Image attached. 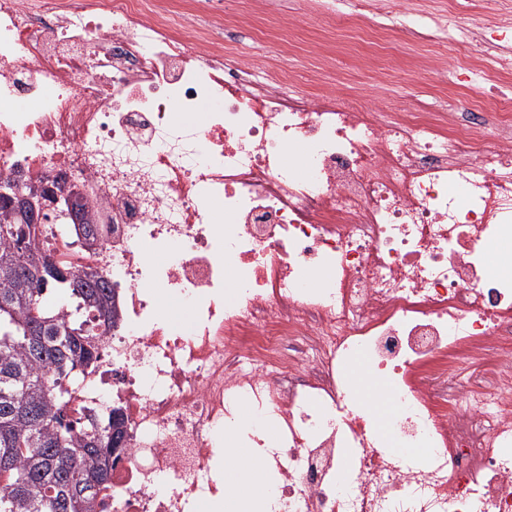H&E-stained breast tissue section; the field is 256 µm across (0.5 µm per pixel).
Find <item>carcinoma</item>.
I'll return each mask as SVG.
<instances>
[{"label": "carcinoma", "instance_id": "obj_1", "mask_svg": "<svg viewBox=\"0 0 512 512\" xmlns=\"http://www.w3.org/2000/svg\"><path fill=\"white\" fill-rule=\"evenodd\" d=\"M45 217L0 194V512H96L121 422L115 411L74 419L67 404L117 309L104 275L39 247Z\"/></svg>", "mask_w": 512, "mask_h": 512}]
</instances>
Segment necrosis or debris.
I'll use <instances>...</instances> for the list:
<instances>
[{"label":"necrosis or debris","instance_id":"1","mask_svg":"<svg viewBox=\"0 0 512 512\" xmlns=\"http://www.w3.org/2000/svg\"><path fill=\"white\" fill-rule=\"evenodd\" d=\"M458 37L478 78L512 76L505 45ZM488 118L479 142L447 112L289 92L168 0H0V180L78 192L100 245L77 224L41 225L39 244L116 294L69 406L121 413L97 512L223 493L212 461L245 403L256 447L277 437L280 512H512V278L487 264L512 243V114ZM161 292L192 308L189 330L161 318ZM360 360L389 382L403 454L352 396Z\"/></svg>","mask_w":512,"mask_h":512}]
</instances>
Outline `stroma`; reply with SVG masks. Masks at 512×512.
I'll list each match as a JSON object with an SVG mask.
<instances>
[{
    "label": "stroma",
    "mask_w": 512,
    "mask_h": 512,
    "mask_svg": "<svg viewBox=\"0 0 512 512\" xmlns=\"http://www.w3.org/2000/svg\"><path fill=\"white\" fill-rule=\"evenodd\" d=\"M227 17L225 51L258 73L287 81L289 90L356 98L387 112H451L480 98L465 44L402 37L389 26L391 0H377L380 27L362 20L337 23L339 0H220Z\"/></svg>",
    "instance_id": "1"
}]
</instances>
